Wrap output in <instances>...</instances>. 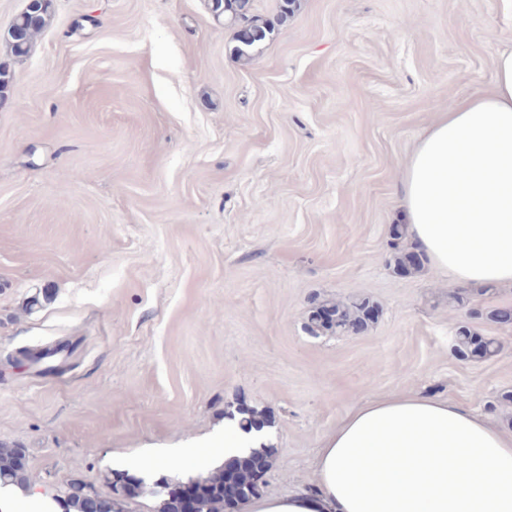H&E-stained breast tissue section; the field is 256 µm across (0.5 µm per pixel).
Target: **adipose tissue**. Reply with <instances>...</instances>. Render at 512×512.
I'll list each match as a JSON object with an SVG mask.
<instances>
[{"mask_svg":"<svg viewBox=\"0 0 512 512\" xmlns=\"http://www.w3.org/2000/svg\"><path fill=\"white\" fill-rule=\"evenodd\" d=\"M399 223L432 266L512 285V48L492 89L441 112L409 156ZM247 512H512V432L414 392L365 401L318 450L310 486Z\"/></svg>","mask_w":512,"mask_h":512,"instance_id":"1","label":"adipose tissue"}]
</instances>
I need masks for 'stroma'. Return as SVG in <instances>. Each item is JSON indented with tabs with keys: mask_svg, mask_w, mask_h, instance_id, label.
I'll return each mask as SVG.
<instances>
[{
	"mask_svg": "<svg viewBox=\"0 0 512 512\" xmlns=\"http://www.w3.org/2000/svg\"><path fill=\"white\" fill-rule=\"evenodd\" d=\"M252 0L276 31L247 64L209 0H54L0 104V442L30 495L112 493L119 459L224 445L266 420L263 495L308 485L323 437L400 390L512 429V288L389 260L423 131L491 88L512 0ZM34 309L26 304L32 298ZM369 298L364 332L311 335ZM466 325L498 354L464 359ZM76 343L57 371L12 358ZM376 314V306L367 298L349 303H325L312 311L308 329L314 336L324 332L356 333L373 323ZM30 483L26 456L22 448L0 443V486L14 485L25 490Z\"/></svg>",
	"mask_w": 512,
	"mask_h": 512,
	"instance_id": "1",
	"label": "stroma"
}]
</instances>
